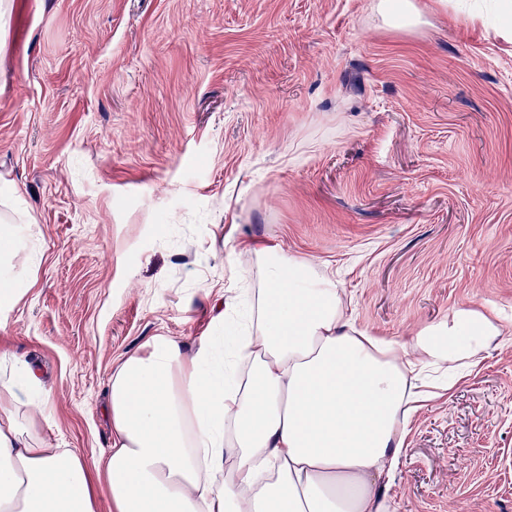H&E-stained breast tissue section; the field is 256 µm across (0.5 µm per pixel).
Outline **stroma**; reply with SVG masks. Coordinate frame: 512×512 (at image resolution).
Instances as JSON below:
<instances>
[{"instance_id": "35a3bbf8", "label": "stroma", "mask_w": 512, "mask_h": 512, "mask_svg": "<svg viewBox=\"0 0 512 512\" xmlns=\"http://www.w3.org/2000/svg\"><path fill=\"white\" fill-rule=\"evenodd\" d=\"M0 0V219L35 284L0 348L44 434L93 464L109 379L193 348L241 243L335 271L356 323L410 343L454 308L496 345L409 424L394 512H512V38L497 0ZM376 10L395 27H409L414 23L418 9L412 0H380Z\"/></svg>"}]
</instances>
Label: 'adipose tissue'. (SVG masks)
Returning a JSON list of instances; mask_svg holds the SVG:
<instances>
[{"label": "adipose tissue", "instance_id": "ef3b65f1", "mask_svg": "<svg viewBox=\"0 0 512 512\" xmlns=\"http://www.w3.org/2000/svg\"><path fill=\"white\" fill-rule=\"evenodd\" d=\"M252 307L239 335L193 350L152 337L108 385L112 436L94 468L47 441L37 370L0 350V512H391L383 480L425 401L426 371L473 364L498 317L469 306L411 345L347 315L332 272L278 247L240 251Z\"/></svg>", "mask_w": 512, "mask_h": 512}]
</instances>
